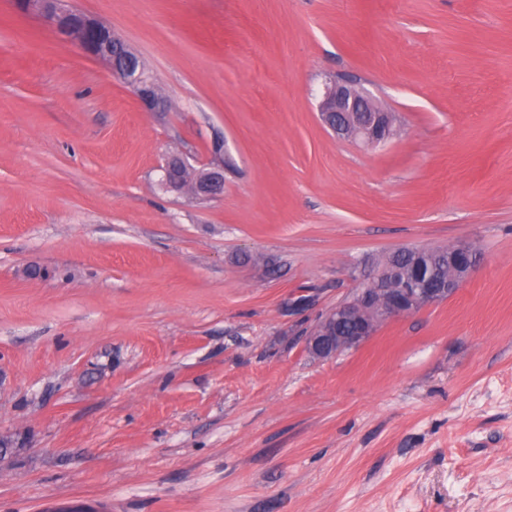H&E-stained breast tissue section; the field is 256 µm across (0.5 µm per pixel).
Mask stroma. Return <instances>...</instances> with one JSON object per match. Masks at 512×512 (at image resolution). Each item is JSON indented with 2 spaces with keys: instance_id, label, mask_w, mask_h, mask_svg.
<instances>
[{
  "instance_id": "stroma-1",
  "label": "stroma",
  "mask_w": 512,
  "mask_h": 512,
  "mask_svg": "<svg viewBox=\"0 0 512 512\" xmlns=\"http://www.w3.org/2000/svg\"><path fill=\"white\" fill-rule=\"evenodd\" d=\"M170 104L0 0V512H512V0H67ZM392 112L373 149L326 80ZM232 168L221 199L164 156ZM447 301L312 358L406 247ZM319 112L323 124L341 139L375 147L392 134L390 114L347 83L325 84ZM210 160L196 165L183 155L167 156L160 167V186L177 195L188 193L196 201H211L224 195V142L214 143Z\"/></svg>"
}]
</instances>
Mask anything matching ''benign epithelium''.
I'll list each match as a JSON object with an SVG mask.
<instances>
[{"label":"benign epithelium","mask_w":512,"mask_h":512,"mask_svg":"<svg viewBox=\"0 0 512 512\" xmlns=\"http://www.w3.org/2000/svg\"><path fill=\"white\" fill-rule=\"evenodd\" d=\"M16 9L25 15L45 19L64 39L77 42L88 55L107 64L113 75L130 86L145 112H165L168 103L154 82L133 62L139 57L110 27L83 13L64 7L62 0H15ZM323 124L337 137L375 147L392 134V118L368 95L354 86L331 81L325 84L319 105ZM224 144L212 146V157L191 164L183 155H170L160 167L159 184L166 191L189 194L196 201H211L224 195ZM477 252L465 243L448 249L451 275L439 287L429 284L424 275L422 256H415L407 285L383 288L386 274L379 272L373 281L378 288H361L350 300L336 306L305 337L308 354L327 359L355 349L372 336L384 321L410 315L421 308L454 295L477 267Z\"/></svg>","instance_id":"1"}]
</instances>
